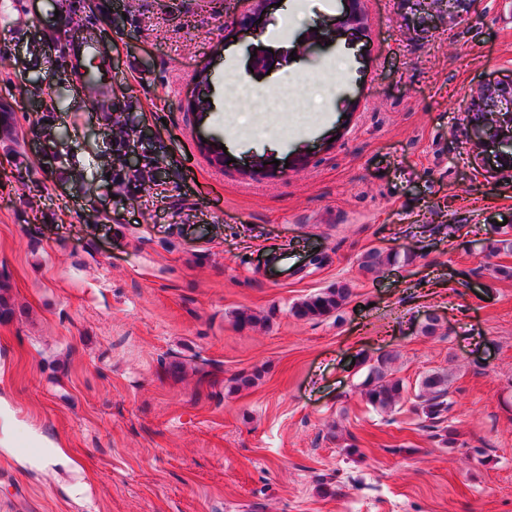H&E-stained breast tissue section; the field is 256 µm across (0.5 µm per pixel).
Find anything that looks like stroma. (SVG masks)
Masks as SVG:
<instances>
[{"instance_id":"obj_1","label":"stroma","mask_w":512,"mask_h":512,"mask_svg":"<svg viewBox=\"0 0 512 512\" xmlns=\"http://www.w3.org/2000/svg\"><path fill=\"white\" fill-rule=\"evenodd\" d=\"M96 2L0 18V512H512V279L483 274L512 267L486 251L512 176L491 147L475 167L466 112L512 74V0L428 31L361 0L359 34L329 26L350 0H283L259 32L238 0H125L119 29ZM91 29L103 56L55 52ZM261 48L282 65L251 70ZM236 73L279 109L237 112ZM118 111L152 161L133 194ZM338 284V315L292 314ZM385 351L407 386L449 373L456 447L366 403L355 361Z\"/></svg>"}]
</instances>
